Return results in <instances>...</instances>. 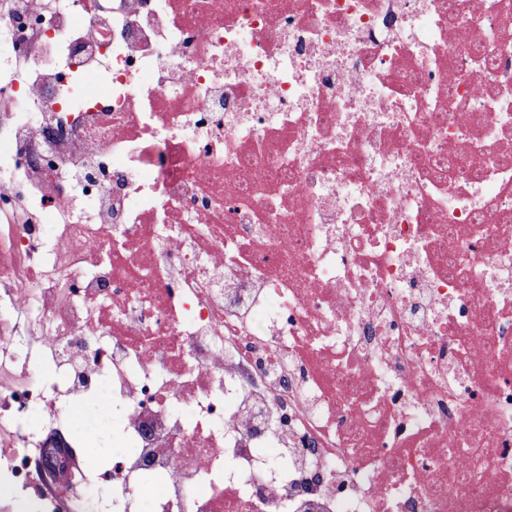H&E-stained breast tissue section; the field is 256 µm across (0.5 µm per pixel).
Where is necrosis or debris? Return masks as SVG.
Here are the masks:
<instances>
[{
	"label": "necrosis or debris",
	"mask_w": 512,
	"mask_h": 512,
	"mask_svg": "<svg viewBox=\"0 0 512 512\" xmlns=\"http://www.w3.org/2000/svg\"><path fill=\"white\" fill-rule=\"evenodd\" d=\"M3 72L17 512L96 401L115 512H512V0H0Z\"/></svg>",
	"instance_id": "obj_1"
}]
</instances>
